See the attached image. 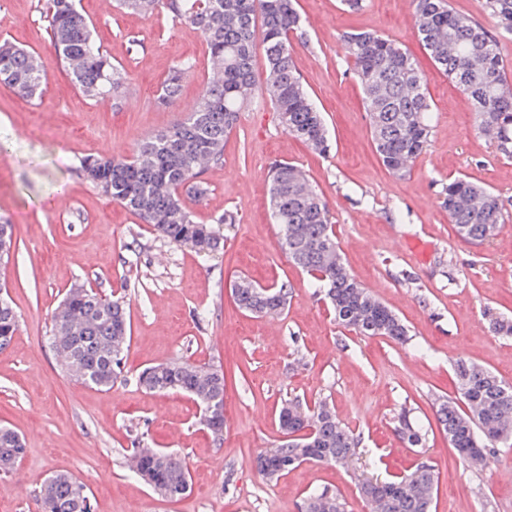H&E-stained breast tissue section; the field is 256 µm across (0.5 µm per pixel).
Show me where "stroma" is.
I'll use <instances>...</instances> for the list:
<instances>
[{
	"label": "stroma",
	"mask_w": 512,
	"mask_h": 512,
	"mask_svg": "<svg viewBox=\"0 0 512 512\" xmlns=\"http://www.w3.org/2000/svg\"><path fill=\"white\" fill-rule=\"evenodd\" d=\"M46 0H0V38L39 57L47 77L29 102L0 84V215L14 226L18 253L5 270L19 330L0 351V427L17 431L25 454L0 484V512H40L38 491L57 472L89 489L93 512H301L316 489L336 491L344 512H370L359 491L367 477L388 478L419 462L434 466L432 512H512V447L498 445L484 468L451 448L436 419L439 400L457 398L455 365L473 361L512 383V338L495 335L491 316L512 317V160L477 134L470 104L435 70L414 33L412 0H297L309 34L295 64L322 112L332 148L318 154L284 130L263 102L238 116L224 156L201 179L203 197H185L197 222L221 225L222 254L202 261L159 237L150 225L85 178L81 159L133 156L197 101L207 75L203 36L150 15L102 12L80 0L98 43L127 72L118 103L85 98L58 65L42 15ZM373 31L416 57L431 99L426 151L405 175L387 171L371 140L368 116L344 34ZM197 67L178 103L161 107L158 88L179 61ZM302 167L328 203L344 261L356 279L409 328L398 343L339 325L309 276L280 248L268 209L273 162ZM464 175L494 194L504 222L492 243L461 241L440 205L449 179ZM267 286L287 284L276 319L240 309L232 287L241 273ZM82 285L120 293L130 304V341L111 390L74 380L49 346L63 294ZM188 359L222 369L223 439L180 393L150 394L136 383L145 367ZM320 400L360 438L348 466L306 463L269 480L256 455L281 444L284 400ZM423 428L409 446L396 430L401 411ZM137 448L185 457L191 489L170 502L127 465Z\"/></svg>",
	"instance_id": "35a3bbf8"
}]
</instances>
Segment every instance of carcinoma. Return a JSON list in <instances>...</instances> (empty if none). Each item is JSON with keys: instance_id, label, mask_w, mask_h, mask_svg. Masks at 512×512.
<instances>
[{"instance_id": "obj_1", "label": "carcinoma", "mask_w": 512, "mask_h": 512, "mask_svg": "<svg viewBox=\"0 0 512 512\" xmlns=\"http://www.w3.org/2000/svg\"><path fill=\"white\" fill-rule=\"evenodd\" d=\"M484 12L498 20L490 33L474 17L460 13L449 0H414L419 44L435 68L447 75L471 103L479 134L493 141L499 153L512 158V80L507 78L500 39L512 38V0H481ZM132 14H151L162 8L174 21L190 24L204 37L212 75L203 84L196 105L166 132L148 138L130 158L85 156L81 169L106 197L134 211L169 242L188 246L197 256H215L224 242L220 229L195 221L183 195L201 197V159H222L224 140L239 112L263 100L278 113L283 127L312 149L329 148L320 115L294 64V41L304 43L294 0H116ZM47 19L57 59L74 88L89 100L119 99L126 71L97 43L92 23L78 10L76 0H47ZM364 95L372 140L384 166L393 174L409 170L426 149L432 106L426 75L417 59L386 36L361 32L343 36ZM262 54L267 78L255 79V61ZM196 62L187 58L168 72L157 103L178 100ZM44 71L32 52L9 41L0 43V82L27 99L43 93ZM270 211L280 226V246L288 260L304 271L329 300L336 321L363 336L408 340L398 315L361 286L343 262L332 216L300 167L278 163L269 171ZM441 206L456 234L472 244L491 242L503 223L497 196L462 175L443 188ZM13 224L0 216V255L4 269L15 254ZM239 307L256 315H278L287 305V285L262 287L246 278L234 285ZM19 329L8 294L0 292V350ZM125 297H106L92 288H70L53 319L50 343L62 357L61 366L86 385L112 389L121 374L122 353L130 336ZM458 391L465 408L444 400L436 410L448 442L473 467L487 464L486 448L512 440V384L482 366L460 361L455 367ZM137 383L149 393L183 392L199 405L211 406V433L224 437V376L187 360L143 369ZM281 430L288 439L255 458L257 469L270 479L306 462L343 465L359 440L321 401L314 406L298 399L279 411ZM398 431L412 447L425 435L409 413L398 416ZM20 436L0 428V463L8 472L24 454ZM136 471L152 473L155 486L182 498L191 487L186 461L163 448H139ZM438 475L420 462L393 480L366 479L360 493L370 512H431ZM38 497L43 512H92L89 491L75 477L56 473L42 484ZM302 512H343L338 495L324 488L307 496Z\"/></svg>"}]
</instances>
